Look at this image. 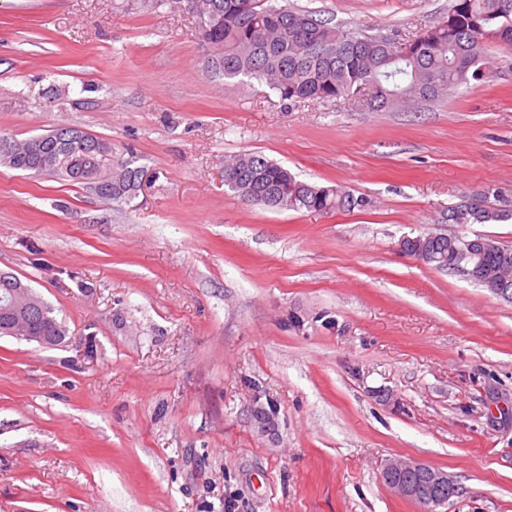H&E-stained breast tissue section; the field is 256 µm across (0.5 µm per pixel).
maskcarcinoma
Wrapping results in <instances>:
<instances>
[{
  "label": "carcinoma",
  "mask_w": 512,
  "mask_h": 512,
  "mask_svg": "<svg viewBox=\"0 0 512 512\" xmlns=\"http://www.w3.org/2000/svg\"><path fill=\"white\" fill-rule=\"evenodd\" d=\"M198 28L207 49V68L227 80L253 79L283 100L352 101L369 90L371 112H392L416 102L448 95L481 75L487 41L512 45V0H453L438 25L406 39L368 34L359 28L331 25L312 12L277 6L271 0H202ZM12 151L0 148V164L37 177L83 184L109 202H126L141 188L143 170L114 154L112 142L75 127L19 141ZM224 185L243 200L278 210L323 212L363 209L368 201L341 188L316 186L297 179L287 168L256 152L224 160ZM454 224H499L512 212L476 209L467 204L448 210ZM406 253L430 251L427 264L451 270L448 241L426 235L399 241ZM466 266L487 289L507 279L512 288V246L502 253L474 252ZM20 278L0 272V307L11 292L24 288ZM30 335L49 332L58 343L65 326L53 309L33 296L22 311Z\"/></svg>",
  "instance_id": "1"
}]
</instances>
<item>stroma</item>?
Segmentation results:
<instances>
[{"instance_id": "1", "label": "stroma", "mask_w": 512, "mask_h": 512, "mask_svg": "<svg viewBox=\"0 0 512 512\" xmlns=\"http://www.w3.org/2000/svg\"><path fill=\"white\" fill-rule=\"evenodd\" d=\"M278 2L411 36L451 0ZM196 21L191 0H0V133L74 126L144 171L118 205L0 166V272L68 329L0 336V512H512V302L398 246L512 245V220L446 221L512 200V46L447 97L368 112L215 76ZM242 152L370 205L249 204L224 184ZM395 458L458 497L394 496ZM448 215H452L448 221L452 224H499L512 220V212L504 214L492 209H476L467 204L449 209ZM426 237L433 241H440L442 238H446L448 236L445 234L433 233L429 234L428 236L426 234H421L414 237L408 236L407 238L403 237L399 241L398 245L399 247H402V250L406 253L415 251L419 248H428L430 251V258L425 264L432 265L437 269L457 272L456 270L452 269L451 266L457 264L459 260L452 256H448V240L446 239L443 242H433L427 241ZM414 238H417V240L413 241ZM404 473H416L421 475L424 479V483L411 485L397 478L399 474ZM408 477L411 479L415 478L412 475H403L404 479ZM381 478L398 496L418 502H430L423 503V505L426 506H436L447 502L453 497V491L457 488L456 480L448 475V472L432 468L423 463L404 460L387 461L381 469ZM446 485H448V488L437 491V497L443 501L438 504L433 503V501H437V499L433 497L431 489L434 487H444Z\"/></svg>"}]
</instances>
